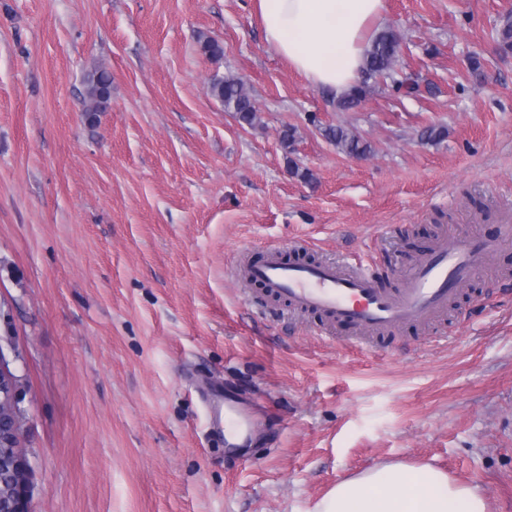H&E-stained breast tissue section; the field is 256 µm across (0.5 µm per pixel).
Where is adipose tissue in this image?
Returning a JSON list of instances; mask_svg holds the SVG:
<instances>
[{
	"label": "adipose tissue",
	"mask_w": 512,
	"mask_h": 512,
	"mask_svg": "<svg viewBox=\"0 0 512 512\" xmlns=\"http://www.w3.org/2000/svg\"><path fill=\"white\" fill-rule=\"evenodd\" d=\"M256 9L277 53L313 86L340 93L361 78L385 0H256ZM315 512H486V503L433 466L380 463L336 483Z\"/></svg>",
	"instance_id": "obj_1"
}]
</instances>
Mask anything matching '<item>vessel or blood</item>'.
<instances>
[{
  "mask_svg": "<svg viewBox=\"0 0 512 512\" xmlns=\"http://www.w3.org/2000/svg\"><path fill=\"white\" fill-rule=\"evenodd\" d=\"M496 241L478 236L454 238L431 250L407 271L401 288L379 284L373 261L304 263L287 259L281 249L268 248L250 264L246 276L261 283L274 298H287L300 312H318L359 333L384 332L406 323H425L448 308L451 296L488 264ZM216 433L234 436L251 424L233 403L217 392L205 398Z\"/></svg>",
  "mask_w": 512,
  "mask_h": 512,
  "instance_id": "b4317fda",
  "label": "vessel or blood"
}]
</instances>
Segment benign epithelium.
I'll return each mask as SVG.
<instances>
[{"label":"benign epithelium","instance_id":"1","mask_svg":"<svg viewBox=\"0 0 512 512\" xmlns=\"http://www.w3.org/2000/svg\"><path fill=\"white\" fill-rule=\"evenodd\" d=\"M20 361L13 337L0 336V405L5 406L16 427L15 431L0 435V468L12 475L10 486L0 494V512H30L32 465L22 450L18 431L26 423Z\"/></svg>","mask_w":512,"mask_h":512}]
</instances>
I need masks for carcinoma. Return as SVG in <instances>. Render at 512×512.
Masks as SVG:
<instances>
[{"instance_id":"carcinoma-1","label":"carcinoma","mask_w":512,"mask_h":512,"mask_svg":"<svg viewBox=\"0 0 512 512\" xmlns=\"http://www.w3.org/2000/svg\"><path fill=\"white\" fill-rule=\"evenodd\" d=\"M401 52L400 40L393 31L382 30L371 38L363 65L364 81L351 87L336 103L341 111L355 108L366 97L367 81L390 80L397 90L406 95L419 92V85L411 75H399L396 64ZM210 93L218 99L227 112H232L238 121L252 125L257 119V108L243 82L234 77L215 78L210 84ZM112 98V76L104 67H97L86 77L84 112L86 119L93 123L100 112L106 111L105 100ZM323 136L346 155L365 156L371 146L353 130L341 125H329L323 129Z\"/></svg>"}]
</instances>
